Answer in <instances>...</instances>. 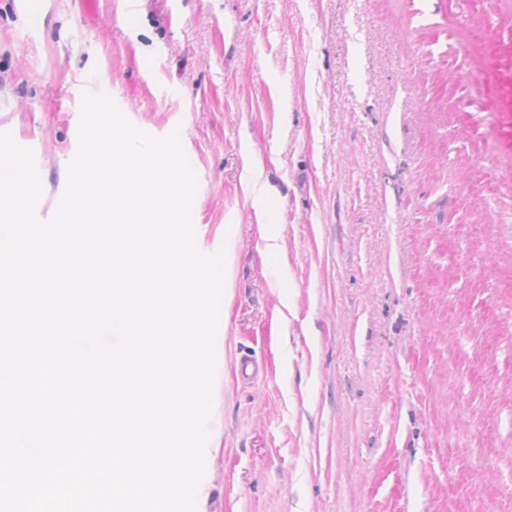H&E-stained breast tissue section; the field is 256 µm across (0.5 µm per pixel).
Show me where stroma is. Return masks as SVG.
Listing matches in <instances>:
<instances>
[{"label":"stroma","instance_id":"1","mask_svg":"<svg viewBox=\"0 0 512 512\" xmlns=\"http://www.w3.org/2000/svg\"><path fill=\"white\" fill-rule=\"evenodd\" d=\"M0 0L40 220L84 92L231 243L203 512H512V0ZM265 366L238 381L234 359Z\"/></svg>","mask_w":512,"mask_h":512}]
</instances>
